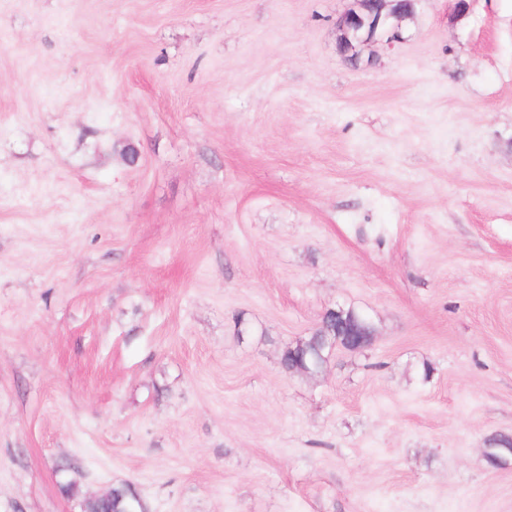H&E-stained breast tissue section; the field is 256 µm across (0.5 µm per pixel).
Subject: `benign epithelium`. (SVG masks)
Returning a JSON list of instances; mask_svg holds the SVG:
<instances>
[{
    "mask_svg": "<svg viewBox=\"0 0 512 512\" xmlns=\"http://www.w3.org/2000/svg\"><path fill=\"white\" fill-rule=\"evenodd\" d=\"M416 0H352L350 9L336 19L339 42L358 52L363 47L400 42L401 22L412 15ZM321 335L330 340L344 337L352 350L370 346L374 330L365 317H355L342 307L330 308L323 315Z\"/></svg>",
    "mask_w": 512,
    "mask_h": 512,
    "instance_id": "obj_1",
    "label": "benign epithelium"
}]
</instances>
